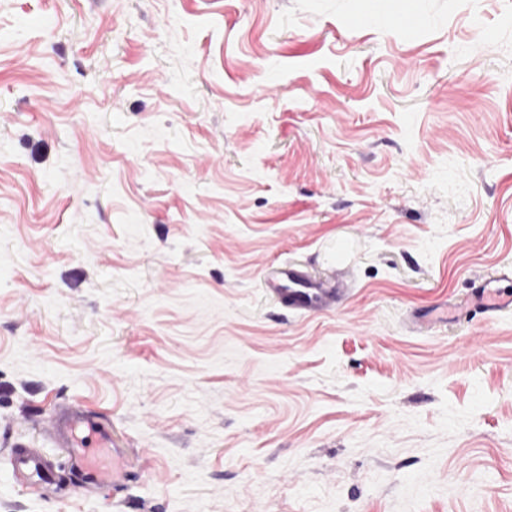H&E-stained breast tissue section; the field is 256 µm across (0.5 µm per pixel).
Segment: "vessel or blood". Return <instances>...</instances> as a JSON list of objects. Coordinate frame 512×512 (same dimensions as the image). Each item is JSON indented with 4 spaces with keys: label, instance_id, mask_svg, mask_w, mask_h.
Listing matches in <instances>:
<instances>
[{
    "label": "vessel or blood",
    "instance_id": "1",
    "mask_svg": "<svg viewBox=\"0 0 512 512\" xmlns=\"http://www.w3.org/2000/svg\"><path fill=\"white\" fill-rule=\"evenodd\" d=\"M276 276L283 283L279 291L281 304L296 311L330 310L347 288L346 279L331 282L315 280L301 269L285 263L279 265ZM474 300L488 317L512 309V296L503 295L496 288L477 289ZM48 430L59 444L67 448L72 468L81 477L82 489L111 484L121 477V464L127 459L125 451L115 447L109 431L80 406L59 405L48 423ZM10 464L32 483L39 482L48 468L42 454L34 448L13 449Z\"/></svg>",
    "mask_w": 512,
    "mask_h": 512
}]
</instances>
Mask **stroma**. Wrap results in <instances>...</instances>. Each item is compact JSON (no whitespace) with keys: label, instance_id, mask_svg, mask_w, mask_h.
Here are the masks:
<instances>
[{"label":"stroma","instance_id":"35a3bbf8","mask_svg":"<svg viewBox=\"0 0 512 512\" xmlns=\"http://www.w3.org/2000/svg\"><path fill=\"white\" fill-rule=\"evenodd\" d=\"M365 5L0 0V512H512V311L452 312L512 292V0ZM368 2V11L360 14L358 16L359 20L367 23L374 19H383L393 29L406 30L408 33H412L413 28L407 29L392 24V21L402 19V16L415 17L409 7L408 0H369ZM275 274L277 280L285 283V288H278L281 304L304 312H321L336 307L348 283L343 272L339 279L325 282L311 279L304 271L288 263L279 265ZM473 298L486 317L497 315L505 309H512V296L507 295L505 298L496 288H478ZM48 431L67 448L72 469L81 476L80 487L83 490L115 484L125 472L124 467H117L119 462L127 459L123 448H115L109 431L80 406L59 405L48 423ZM103 448L112 455V468L103 469L95 462V452ZM10 464L31 483H38L48 468L46 460L35 448H14L10 453Z\"/></svg>","mask_w":512,"mask_h":512}]
</instances>
